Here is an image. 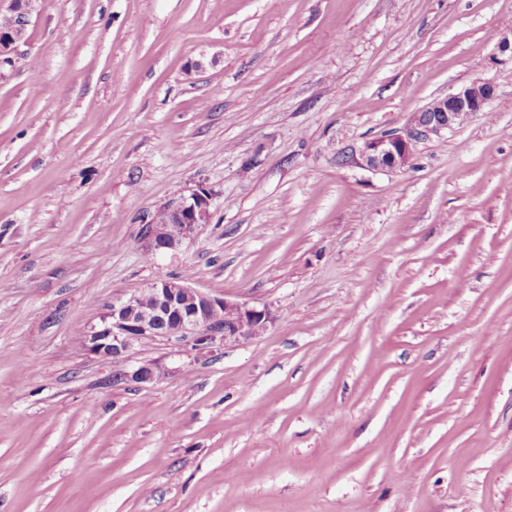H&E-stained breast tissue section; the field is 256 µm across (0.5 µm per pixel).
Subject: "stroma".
I'll list each match as a JSON object with an SVG mask.
<instances>
[{
    "label": "stroma",
    "instance_id": "stroma-1",
    "mask_svg": "<svg viewBox=\"0 0 512 512\" xmlns=\"http://www.w3.org/2000/svg\"><path fill=\"white\" fill-rule=\"evenodd\" d=\"M512 0H37L0 70V512H512ZM479 79L485 111L370 171ZM211 221L146 258L197 187ZM189 275L274 320L79 331ZM494 95L495 85L491 81L479 80L437 97L434 104L412 113L404 132L365 142L359 153V164L371 171L405 167L412 160L416 144L422 137L457 129L463 118L484 111Z\"/></svg>",
    "mask_w": 512,
    "mask_h": 512
}]
</instances>
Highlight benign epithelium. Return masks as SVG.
Segmentation results:
<instances>
[{"instance_id":"7a95c632","label":"benign epithelium","mask_w":512,"mask_h":512,"mask_svg":"<svg viewBox=\"0 0 512 512\" xmlns=\"http://www.w3.org/2000/svg\"><path fill=\"white\" fill-rule=\"evenodd\" d=\"M8 13L15 24L9 31H0V68L15 65L22 56L20 47L26 44L31 0H11ZM494 95L495 85L479 80L437 97L434 104L412 113L405 131L364 143L359 164L371 171L405 167L421 138L457 129L462 119L484 111ZM166 212V223L152 220L142 234L145 252L155 257L177 252L195 237L201 225L210 223L209 192L197 190L178 205L166 207ZM144 293L151 294L152 304L142 303ZM272 321L266 306H250L203 292L182 277L166 278L150 282L127 297L113 299L99 321L85 327L83 350L104 360L122 361L134 345L160 337L195 347H233L253 338L254 329H267ZM159 372L155 364H142L125 369L121 378L151 383Z\"/></svg>"}]
</instances>
